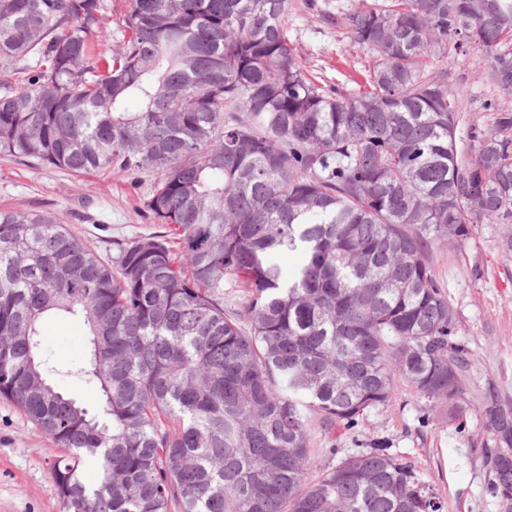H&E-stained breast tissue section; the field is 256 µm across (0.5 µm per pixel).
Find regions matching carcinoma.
Returning a JSON list of instances; mask_svg holds the SVG:
<instances>
[{
	"label": "carcinoma",
	"mask_w": 512,
	"mask_h": 512,
	"mask_svg": "<svg viewBox=\"0 0 512 512\" xmlns=\"http://www.w3.org/2000/svg\"><path fill=\"white\" fill-rule=\"evenodd\" d=\"M289 6L123 0L118 48L98 50L108 0H0V157L152 177L158 230L106 256L0 210V399L63 449L66 512H443L387 440L344 455L336 431L403 395L468 408L470 351L431 256L480 224L512 252V0L323 13L368 52L358 92L304 71ZM469 49L501 93L481 123L437 65ZM287 251L305 257L290 277ZM48 315L86 327L89 358L64 374L96 408L53 383ZM494 458L488 491L512 512V454Z\"/></svg>",
	"instance_id": "obj_1"
}]
</instances>
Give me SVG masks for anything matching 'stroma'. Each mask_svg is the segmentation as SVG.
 <instances>
[{
	"instance_id": "1",
	"label": "stroma",
	"mask_w": 512,
	"mask_h": 512,
	"mask_svg": "<svg viewBox=\"0 0 512 512\" xmlns=\"http://www.w3.org/2000/svg\"><path fill=\"white\" fill-rule=\"evenodd\" d=\"M318 11L292 0L288 37L305 69L315 78L346 88L360 79L366 53L351 49L336 28L323 24L319 12L332 11L336 0H316ZM488 59L472 49L447 67L464 92L471 118L484 119L483 106L498 91L482 73ZM149 177L130 183L118 174L74 176L34 162L0 159V210L57 216L81 237L104 244L115 237L143 235L155 226L141 212ZM499 225L482 224L463 247L434 252L436 277L458 316L459 337L470 350V385L474 405L455 419L448 404L432 405L405 396L391 408L372 412L363 424L342 430L340 448H357L383 437L392 450L419 469L446 504V512H503L487 489V459L511 447L487 426L486 412H512V253L498 247ZM45 353L65 366L85 359L83 326L71 319L49 318L41 326ZM61 450L42 430L9 403L0 400V512H63L52 477Z\"/></svg>"
}]
</instances>
